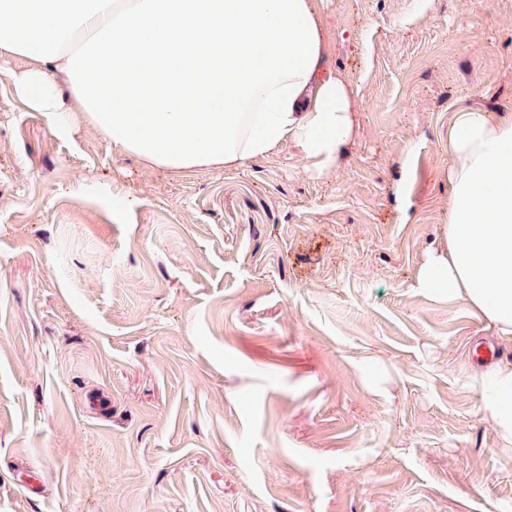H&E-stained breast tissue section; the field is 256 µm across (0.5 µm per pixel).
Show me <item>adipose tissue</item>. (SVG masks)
<instances>
[{"label": "adipose tissue", "instance_id": "1", "mask_svg": "<svg viewBox=\"0 0 512 512\" xmlns=\"http://www.w3.org/2000/svg\"><path fill=\"white\" fill-rule=\"evenodd\" d=\"M321 0H0V59L36 111H75L122 151L172 171L236 166L295 141L329 170L348 144V84L329 66ZM448 248L418 287L512 343V116L465 109L448 130ZM482 418L512 447V362L477 369Z\"/></svg>", "mask_w": 512, "mask_h": 512}]
</instances>
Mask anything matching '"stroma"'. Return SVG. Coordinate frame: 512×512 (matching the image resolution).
I'll list each match as a JSON object with an SVG mask.
<instances>
[{"label": "stroma", "mask_w": 512, "mask_h": 512, "mask_svg": "<svg viewBox=\"0 0 512 512\" xmlns=\"http://www.w3.org/2000/svg\"><path fill=\"white\" fill-rule=\"evenodd\" d=\"M322 22L354 117L325 173L291 141L152 168L31 109L29 60L0 67V512L512 505L468 379L512 345L417 286L454 112L512 114V0H325Z\"/></svg>", "instance_id": "35a3bbf8"}]
</instances>
